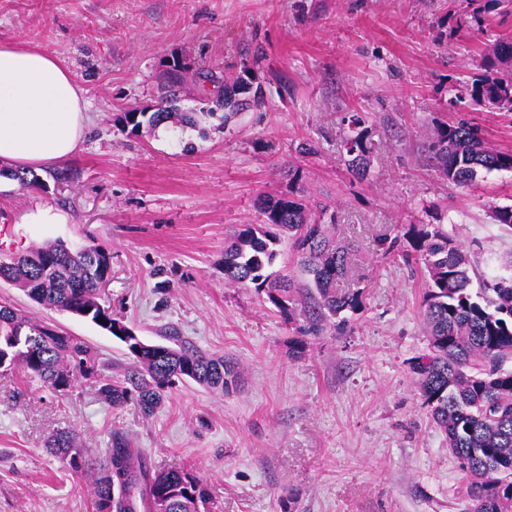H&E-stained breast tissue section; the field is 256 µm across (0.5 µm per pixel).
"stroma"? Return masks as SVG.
<instances>
[{
	"mask_svg": "<svg viewBox=\"0 0 512 512\" xmlns=\"http://www.w3.org/2000/svg\"><path fill=\"white\" fill-rule=\"evenodd\" d=\"M477 11L512 38V0H0V43L55 55L89 114L64 164L72 179L51 182L46 168L43 191L0 181V225H26L31 246L103 247L101 305L142 341L234 358L243 377L226 393L179 383L145 416L103 402L92 377L57 391L0 371V512H96L88 476L47 448L60 431L97 463L124 434L155 468L206 483L207 512H465V475L411 370L428 346L426 282L402 250L409 225L438 224L467 252L472 290L512 276V229L494 218L512 205V171L454 186L423 159L434 126L459 119L512 150V112L460 94L485 48ZM257 55L262 98L228 124L123 120L155 111L170 63L232 76ZM348 112L366 117L364 180L336 144ZM296 186L328 204L322 223L355 249L343 285L364 291L359 312L318 329L222 270L225 235L263 222L257 198ZM45 208L63 223L26 224ZM0 304L88 343L104 374L130 364L119 339L4 281Z\"/></svg>",
	"mask_w": 512,
	"mask_h": 512,
	"instance_id": "obj_1",
	"label": "stroma"
}]
</instances>
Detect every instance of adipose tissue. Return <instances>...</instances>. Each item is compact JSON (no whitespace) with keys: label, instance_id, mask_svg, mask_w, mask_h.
<instances>
[{"label":"adipose tissue","instance_id":"obj_1","mask_svg":"<svg viewBox=\"0 0 512 512\" xmlns=\"http://www.w3.org/2000/svg\"><path fill=\"white\" fill-rule=\"evenodd\" d=\"M87 120V102L57 57L0 43V160L25 170L69 161L81 147Z\"/></svg>","mask_w":512,"mask_h":512}]
</instances>
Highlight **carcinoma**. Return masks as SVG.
I'll list each match as a JSON object with an SVG mask.
<instances>
[{
    "instance_id": "carcinoma-1",
    "label": "carcinoma",
    "mask_w": 512,
    "mask_h": 512,
    "mask_svg": "<svg viewBox=\"0 0 512 512\" xmlns=\"http://www.w3.org/2000/svg\"><path fill=\"white\" fill-rule=\"evenodd\" d=\"M512 61V40L500 38L492 54L485 57L471 85L473 99L512 112V79L494 74L495 67ZM258 69L243 65L232 79L209 69L193 73L195 82L225 86L247 95L246 73ZM186 72L173 65L165 74L168 94L156 111L129 112L125 119L139 128L163 121L197 125L215 115L175 112L170 103ZM340 150L348 166L359 176L369 173L365 119L359 112L342 118ZM428 162L448 182L464 185L481 171L512 169V153L494 151L484 145L478 128L465 120L435 128ZM0 178L18 183L20 189H46L32 171L0 166ZM258 207L263 224H244L224 240V280L231 285H254L284 313L295 310V295L304 292L308 317L316 322L362 308V291L342 289L351 263L350 246L336 240L333 225L310 222L306 209L294 194L260 196ZM288 239L309 281L294 285L275 269L278 246ZM409 246L423 265L426 292L423 321L428 337L427 353L414 358L423 403L433 422L448 439V451L464 472L468 512H512V280H501L492 294H475L470 288L468 254L440 226L411 228ZM111 256L89 245L72 248L65 241L34 245L19 256L0 255V281L22 290L35 303L54 307L89 320L110 332L120 323L100 307L99 282L111 275ZM133 369L122 380L103 375L94 349L84 341L63 336L36 323L9 305H0V365L19 366L56 390H64L79 377L94 376L100 391L114 407L130 401L151 415L162 405L164 393L176 382L192 380L211 390L226 392L238 385L240 374L232 359L216 357L197 349H177L143 344L129 349ZM48 447L70 468L89 467L74 448V438L58 434ZM94 477L96 512H199L209 500L207 485L176 470L157 471L126 438L112 434L105 460Z\"/></svg>"
}]
</instances>
